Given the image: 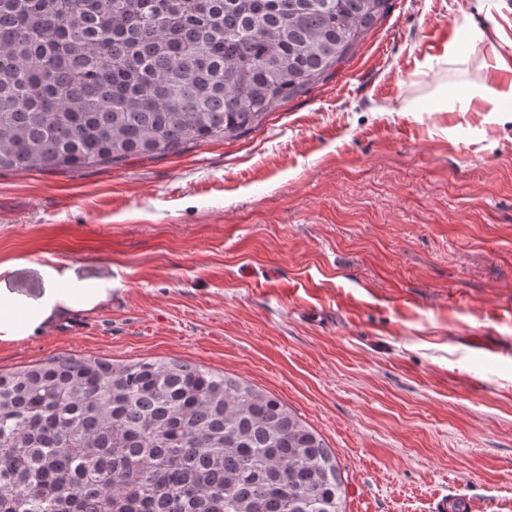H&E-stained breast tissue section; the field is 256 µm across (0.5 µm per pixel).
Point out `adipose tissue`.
<instances>
[{
    "instance_id": "adipose-tissue-1",
    "label": "adipose tissue",
    "mask_w": 512,
    "mask_h": 512,
    "mask_svg": "<svg viewBox=\"0 0 512 512\" xmlns=\"http://www.w3.org/2000/svg\"><path fill=\"white\" fill-rule=\"evenodd\" d=\"M489 71L478 90L460 98L458 111H470L481 104L487 112L512 110V66L500 53H493L486 63ZM47 286L38 300L25 302L6 289H0V343L20 341L42 327L74 312H87L107 304L112 297L108 282L88 283L68 272L46 267Z\"/></svg>"
}]
</instances>
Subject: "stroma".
Instances as JSON below:
<instances>
[{
    "label": "stroma",
    "instance_id": "stroma-1",
    "mask_svg": "<svg viewBox=\"0 0 512 512\" xmlns=\"http://www.w3.org/2000/svg\"><path fill=\"white\" fill-rule=\"evenodd\" d=\"M512 0H390L333 79L235 140L117 168L0 172V287L44 266L112 298L19 342L177 360L270 392L335 453L345 512H429L448 488L512 512V112H439L480 83ZM414 111H405L406 103Z\"/></svg>",
    "mask_w": 512,
    "mask_h": 512
}]
</instances>
